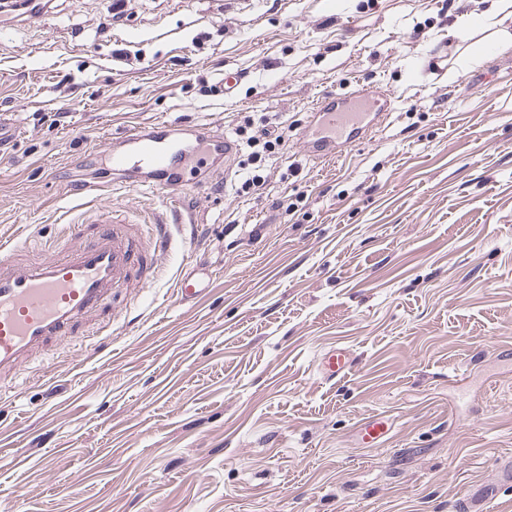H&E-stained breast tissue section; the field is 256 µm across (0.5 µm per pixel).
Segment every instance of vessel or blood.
I'll use <instances>...</instances> for the list:
<instances>
[{"mask_svg": "<svg viewBox=\"0 0 512 512\" xmlns=\"http://www.w3.org/2000/svg\"><path fill=\"white\" fill-rule=\"evenodd\" d=\"M393 98L360 89L343 96L323 95L303 137L308 157L327 161L342 156L365 130L386 118ZM238 151L228 135L202 125L165 120L142 123L117 138L108 154L113 174L137 191L162 196L165 209L149 225L130 224L114 209L78 223L79 243L33 249L28 243L0 247V373L24 374L33 351L60 336L73 335L80 321L99 311L117 288L150 287L153 259L171 243V227L183 223L180 195L184 172L195 160L218 169ZM206 292L193 273L176 281L179 301L191 303ZM339 348L323 355L321 376L333 381L351 368ZM391 419L375 415L359 426L358 437L372 447L388 437Z\"/></svg>", "mask_w": 512, "mask_h": 512, "instance_id": "b4317fda", "label": "vessel or blood"}]
</instances>
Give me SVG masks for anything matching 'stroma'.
I'll return each instance as SVG.
<instances>
[{
    "label": "stroma",
    "instance_id": "stroma-1",
    "mask_svg": "<svg viewBox=\"0 0 512 512\" xmlns=\"http://www.w3.org/2000/svg\"><path fill=\"white\" fill-rule=\"evenodd\" d=\"M109 7L54 0L0 33V242H75L90 200L151 221L161 198L107 160L133 124L263 115L285 145L260 195L237 167L193 175L190 223L152 288L110 297L111 335L91 315L0 374V512H456L490 483L485 512H512V0ZM358 87L390 119L309 159L313 104ZM202 261L209 292L181 304ZM339 346L353 369L329 382ZM377 414L392 437L359 447ZM175 288L178 300L184 303L195 302L206 293L207 289L195 274L186 270L180 273ZM351 364L349 352L345 348H336L319 359L318 369L323 378L333 381L344 377Z\"/></svg>",
    "mask_w": 512,
    "mask_h": 512
}]
</instances>
